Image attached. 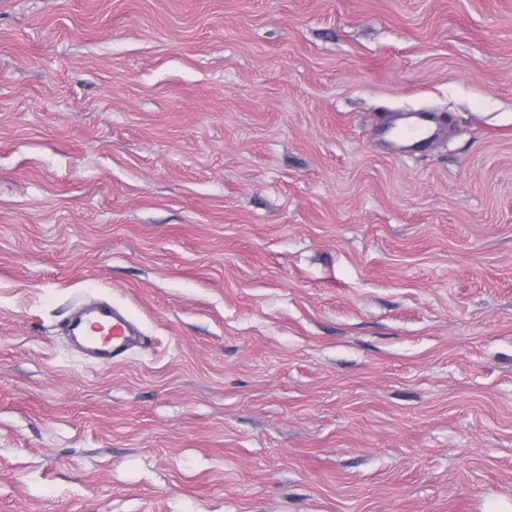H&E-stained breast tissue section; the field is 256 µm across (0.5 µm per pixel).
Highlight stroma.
<instances>
[{
	"label": "stroma",
	"mask_w": 512,
	"mask_h": 512,
	"mask_svg": "<svg viewBox=\"0 0 512 512\" xmlns=\"http://www.w3.org/2000/svg\"><path fill=\"white\" fill-rule=\"evenodd\" d=\"M99 298L112 365L61 329ZM490 500L512 0H0V512ZM402 121L403 126L400 135H392L396 122ZM438 121L431 112H402L384 127L400 153L419 151L426 146L437 132ZM63 327L86 358L98 363L122 359L139 336L134 323L109 302L78 307Z\"/></svg>",
	"instance_id": "obj_1"
}]
</instances>
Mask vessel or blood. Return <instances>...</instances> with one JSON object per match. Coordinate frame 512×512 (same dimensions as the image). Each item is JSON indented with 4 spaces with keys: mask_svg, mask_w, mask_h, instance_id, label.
Instances as JSON below:
<instances>
[{
    "mask_svg": "<svg viewBox=\"0 0 512 512\" xmlns=\"http://www.w3.org/2000/svg\"><path fill=\"white\" fill-rule=\"evenodd\" d=\"M398 119L403 123L401 129L389 124L385 130L393 134L402 153L421 150L438 129L436 117L429 112H402ZM64 326L86 358L98 363L122 359L139 336L134 323L109 302L75 309Z\"/></svg>",
    "mask_w": 512,
    "mask_h": 512,
    "instance_id": "1",
    "label": "vessel or blood"
}]
</instances>
